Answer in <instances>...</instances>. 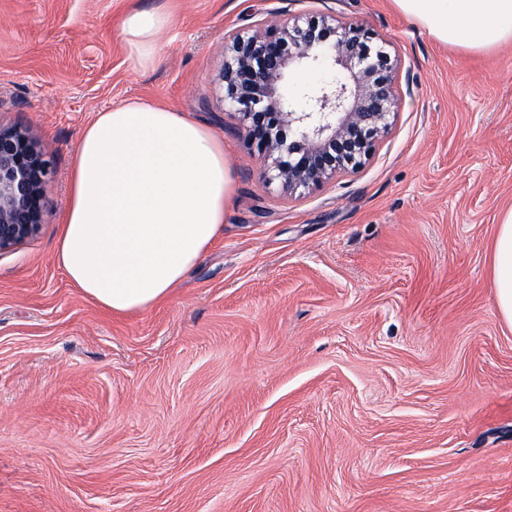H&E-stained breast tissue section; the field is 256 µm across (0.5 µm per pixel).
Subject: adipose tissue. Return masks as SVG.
Instances as JSON below:
<instances>
[{
    "instance_id": "ef3b65f1",
    "label": "adipose tissue",
    "mask_w": 512,
    "mask_h": 512,
    "mask_svg": "<svg viewBox=\"0 0 512 512\" xmlns=\"http://www.w3.org/2000/svg\"><path fill=\"white\" fill-rule=\"evenodd\" d=\"M438 41L485 51L512 43V0H393ZM172 18L137 9L122 23L129 63L157 61ZM232 178L224 143L183 113L130 100L81 133L54 258L97 305L136 313L167 299L224 232ZM496 305L512 327V208L493 250Z\"/></svg>"
}]
</instances>
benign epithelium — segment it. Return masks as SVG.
Segmentation results:
<instances>
[{
  "label": "benign epithelium",
  "instance_id": "obj_1",
  "mask_svg": "<svg viewBox=\"0 0 512 512\" xmlns=\"http://www.w3.org/2000/svg\"><path fill=\"white\" fill-rule=\"evenodd\" d=\"M223 53L224 110L263 160L265 183L290 197L363 166L391 127L394 64L364 23L309 13L265 21L230 33ZM295 67L326 75L291 92ZM48 173L36 134L0 124V253L39 230Z\"/></svg>",
  "mask_w": 512,
  "mask_h": 512
}]
</instances>
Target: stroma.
<instances>
[{"mask_svg":"<svg viewBox=\"0 0 512 512\" xmlns=\"http://www.w3.org/2000/svg\"><path fill=\"white\" fill-rule=\"evenodd\" d=\"M160 8L156 64L121 21ZM363 22L396 65L389 132L299 198L220 102L224 36ZM159 102L224 142V232L162 304L100 308L54 258L86 124ZM0 123L34 130L50 213L0 253V512H512V44L455 48L391 0H0ZM171 25L170 14L159 9H137L125 17L123 42L127 60L134 68L145 70L155 64ZM492 270L498 312L512 327V208L499 219Z\"/></svg>","mask_w":512,"mask_h":512,"instance_id":"obj_1","label":"stroma"}]
</instances>
